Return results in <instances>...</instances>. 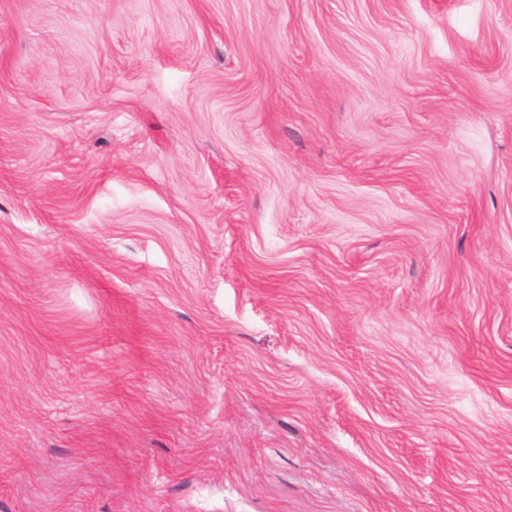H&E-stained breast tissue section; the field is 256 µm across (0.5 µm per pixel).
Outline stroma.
Here are the masks:
<instances>
[{
  "label": "stroma",
  "instance_id": "stroma-1",
  "mask_svg": "<svg viewBox=\"0 0 512 512\" xmlns=\"http://www.w3.org/2000/svg\"><path fill=\"white\" fill-rule=\"evenodd\" d=\"M0 512H512V0H0Z\"/></svg>",
  "mask_w": 512,
  "mask_h": 512
}]
</instances>
